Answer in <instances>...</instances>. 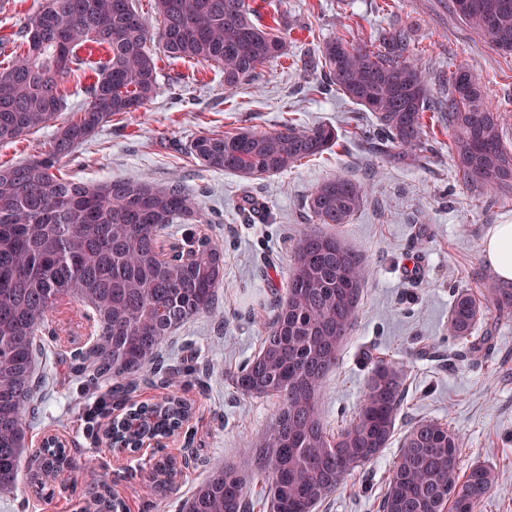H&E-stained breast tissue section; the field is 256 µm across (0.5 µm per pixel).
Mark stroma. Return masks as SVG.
Instances as JSON below:
<instances>
[{
    "label": "stroma",
    "instance_id": "obj_1",
    "mask_svg": "<svg viewBox=\"0 0 512 512\" xmlns=\"http://www.w3.org/2000/svg\"><path fill=\"white\" fill-rule=\"evenodd\" d=\"M258 19L265 25L278 21L287 34V54L261 67L249 84L229 88L211 63L159 56L154 101L113 116L60 163L74 180L145 176L179 183L209 221L178 225L162 237L163 247L199 235L224 245L218 316L188 321L167 348L168 363L181 371L176 390L193 407L168 452L179 458L192 451L194 464L182 467L161 496L147 481L156 452L147 448L124 457L107 447L105 418L91 414L104 405V393L88 390L69 369L92 328L80 305L65 303L47 316V374L28 438L34 449L44 437L58 436L74 468L49 495L25 485L0 492V512H79L95 479L82 467L89 455L106 468L125 512H177L210 463L256 456L246 443L271 423L277 403L239 395L231 374L260 348L275 295L287 286L294 240L312 226L306 207L311 191L339 174L370 187L361 209L338 229L362 253L370 277L360 292L355 327L323 390L322 416L334 431L348 424L365 394L362 352L368 348L403 365L405 401L394 442L315 512H379L398 440L420 420L445 423L461 437L462 470L484 464L496 471L498 483L478 512H512V321L499 324L476 356L448 328L455 290L484 293L502 285L483 242L494 225L512 224V188L490 196L458 181L451 138L433 117L427 130L435 148L426 158L394 162L375 154L371 113L334 88H321L319 70L303 72L293 64L300 56L317 57L323 43L338 36L368 44L384 31L405 30L423 53L432 96H440L450 72L468 68L481 79L486 102L500 113L511 140L512 55L499 53L453 13L450 0H262ZM288 121L301 128L333 125L338 142L316 159L256 179L206 168L188 152L202 133L244 126L270 131ZM247 196L263 204L269 222L243 221L239 207ZM266 255L274 258L273 268H261Z\"/></svg>",
    "mask_w": 512,
    "mask_h": 512
}]
</instances>
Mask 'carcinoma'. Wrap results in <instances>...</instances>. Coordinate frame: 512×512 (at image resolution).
Returning <instances> with one entry per match:
<instances>
[{"mask_svg":"<svg viewBox=\"0 0 512 512\" xmlns=\"http://www.w3.org/2000/svg\"><path fill=\"white\" fill-rule=\"evenodd\" d=\"M254 2L154 0L158 44L170 58L213 63L223 71L224 85L238 87L285 53L283 32L256 19ZM453 7L497 51L512 54V0H453ZM150 37L149 21L133 0H42L14 34L19 52L0 65L2 144L56 119L65 99L62 78L83 66L77 48L104 50L76 118L62 123L29 162L0 165V491L15 489L22 477L43 490L71 468L64 448L45 446L29 455L26 447L37 395L36 338L49 311L63 302L91 310L95 336L75 355L73 371L90 382L112 383L114 409L138 380L163 376V350L174 330L217 315L224 245L206 236L168 254L160 245L162 231L173 224L208 223L181 185H157L142 176L83 183L56 173L61 160L112 116L135 112L158 95ZM320 57L326 84L375 115L382 155L405 160L430 150L424 112H438L451 133L458 179L490 192L512 187V147L469 69L451 72L448 96L435 102L421 55L400 30L370 47L330 39ZM336 141L332 125L303 130L288 122L273 131L239 127L200 134L189 150L207 168L257 178L285 172ZM366 193V185L345 176L321 182L307 200L311 221L347 223ZM291 258L287 288L264 324L260 350L232 377L237 393L278 402L274 421L248 443L260 449L257 469L247 459L212 464L179 512H246L257 472L270 485L267 512H314L394 433L404 401L403 369L369 350L363 352L370 365L366 392L349 425L331 432L320 408L326 379L357 319L367 265L339 236L316 230L298 235ZM491 310L492 327L472 339ZM510 319L512 288H495L483 300L461 288L453 296L449 328L478 352L492 328ZM186 406L177 397L143 405L117 430L118 438L134 447L147 434L162 436ZM462 447L444 423L414 424L401 439L381 512H476L498 476L485 465L460 474ZM177 473L176 461L166 456L148 478L161 494ZM109 482L108 474L98 475L81 512L124 508Z\"/></svg>","mask_w":512,"mask_h":512,"instance_id":"cac0c4a2","label":"carcinoma"}]
</instances>
